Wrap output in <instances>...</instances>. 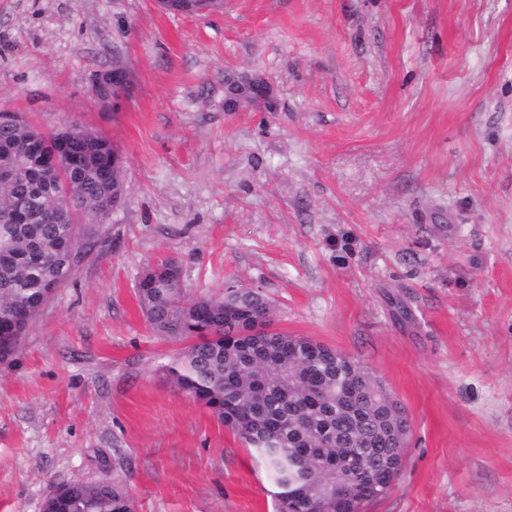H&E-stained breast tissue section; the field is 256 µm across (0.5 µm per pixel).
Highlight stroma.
Returning a JSON list of instances; mask_svg holds the SVG:
<instances>
[{
  "mask_svg": "<svg viewBox=\"0 0 512 512\" xmlns=\"http://www.w3.org/2000/svg\"><path fill=\"white\" fill-rule=\"evenodd\" d=\"M121 63L123 103L93 74ZM264 96L226 108L232 83ZM109 137L127 187L0 361V512L123 481L135 512H276L210 410L163 379L136 291L260 290L273 326L366 366L405 465L363 512H512V0H0V109ZM129 84L125 69H112L96 74L91 79V93L102 104L112 102V107L123 99Z\"/></svg>",
  "mask_w": 512,
  "mask_h": 512,
  "instance_id": "stroma-1",
  "label": "stroma"
}]
</instances>
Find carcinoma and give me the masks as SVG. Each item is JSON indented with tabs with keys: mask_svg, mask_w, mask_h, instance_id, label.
<instances>
[{
	"mask_svg": "<svg viewBox=\"0 0 512 512\" xmlns=\"http://www.w3.org/2000/svg\"><path fill=\"white\" fill-rule=\"evenodd\" d=\"M71 155L60 168L34 150ZM0 361L64 285L58 257L71 237L102 236L112 198L125 192L112 141L98 133L72 140L46 135L21 115L0 124ZM169 261L148 269L139 305L153 332L176 344L163 367L168 383L207 407L252 449L277 488L279 512H357L369 501L365 475L385 482L404 450L400 403L373 384L360 362L322 343L271 328L273 305L252 288L228 285L222 296H191ZM259 319L267 331L248 333ZM43 512H134L118 480L70 483L47 498Z\"/></svg>",
	"mask_w": 512,
	"mask_h": 512,
	"instance_id": "cac0c4a2",
	"label": "carcinoma"
}]
</instances>
